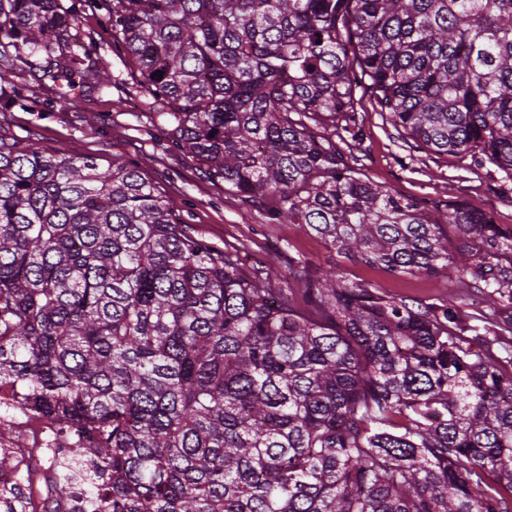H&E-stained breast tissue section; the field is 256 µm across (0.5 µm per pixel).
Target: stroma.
Returning <instances> with one entry per match:
<instances>
[{"instance_id":"obj_1","label":"stroma","mask_w":512,"mask_h":512,"mask_svg":"<svg viewBox=\"0 0 512 512\" xmlns=\"http://www.w3.org/2000/svg\"><path fill=\"white\" fill-rule=\"evenodd\" d=\"M79 28L83 41L73 48L75 59L88 72L107 69L112 86L101 89L88 81L79 106L73 108L52 87L34 82L27 67L18 66L0 76L1 88H17L24 98L23 107L0 112L1 137L20 139L46 152L90 155L103 166L115 161L137 163L164 195L178 203L181 220L208 242L218 247L234 244L249 264L279 250L270 272L274 285H286L289 259L301 257L321 269L339 268L348 282L370 284L396 298L429 301L456 291L455 274L412 276L371 267L337 255L299 225L271 224L260 212L243 211L223 182L182 152L166 148L165 130L128 81L126 61L113 52L112 32L102 17L85 12ZM117 100L122 103L118 110L113 107ZM359 117L361 140L347 154L365 177L402 197L425 198L442 206L451 201L474 206L491 213L496 223L512 225V193H501L496 180L484 171L410 147L369 101H362Z\"/></svg>"}]
</instances>
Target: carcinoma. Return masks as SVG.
I'll list each match as a JSON object with an SVG mask.
<instances>
[{"mask_svg": "<svg viewBox=\"0 0 512 512\" xmlns=\"http://www.w3.org/2000/svg\"><path fill=\"white\" fill-rule=\"evenodd\" d=\"M102 12L167 142L247 209L479 297L297 258L303 303L182 225L137 165L0 137V381L78 437L86 512H512V227L361 177L355 90L419 149L512 180V0H0V70L81 88ZM163 72V78L154 76ZM457 246L448 249V233Z\"/></svg>", "mask_w": 512, "mask_h": 512, "instance_id": "carcinoma-1", "label": "carcinoma"}]
</instances>
